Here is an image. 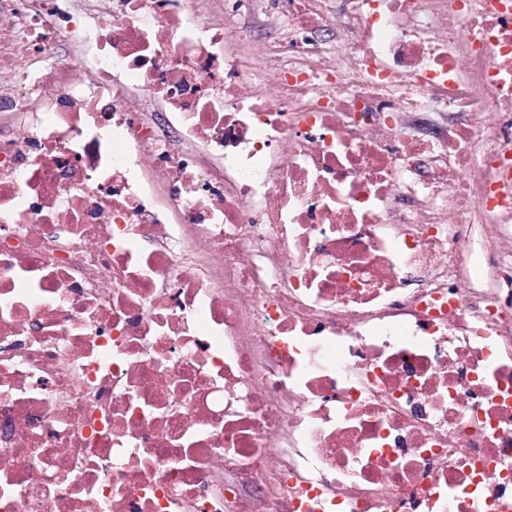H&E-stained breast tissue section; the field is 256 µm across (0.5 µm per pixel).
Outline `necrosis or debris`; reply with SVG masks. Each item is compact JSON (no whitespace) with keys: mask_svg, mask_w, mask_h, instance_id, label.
<instances>
[{"mask_svg":"<svg viewBox=\"0 0 512 512\" xmlns=\"http://www.w3.org/2000/svg\"><path fill=\"white\" fill-rule=\"evenodd\" d=\"M508 171L512 0H0V512H512Z\"/></svg>","mask_w":512,"mask_h":512,"instance_id":"4bbe7bcc","label":"necrosis or debris"}]
</instances>
